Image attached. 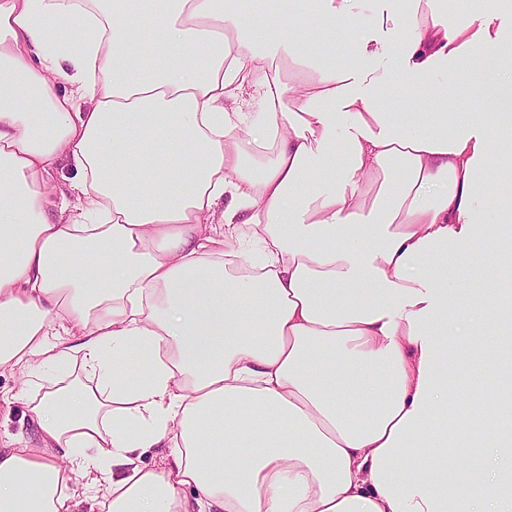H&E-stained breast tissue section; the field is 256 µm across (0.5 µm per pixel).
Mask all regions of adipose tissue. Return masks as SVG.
<instances>
[{"instance_id": "obj_1", "label": "adipose tissue", "mask_w": 512, "mask_h": 512, "mask_svg": "<svg viewBox=\"0 0 512 512\" xmlns=\"http://www.w3.org/2000/svg\"><path fill=\"white\" fill-rule=\"evenodd\" d=\"M242 2L0 0V371L40 441L0 450V512H72L78 477L91 512H512V397L455 416L437 371L501 312L462 283L512 265L473 221L512 40L393 0ZM391 56L432 113L385 109ZM453 71L486 73L494 122L449 108ZM477 428L484 458L449 453Z\"/></svg>"}]
</instances>
